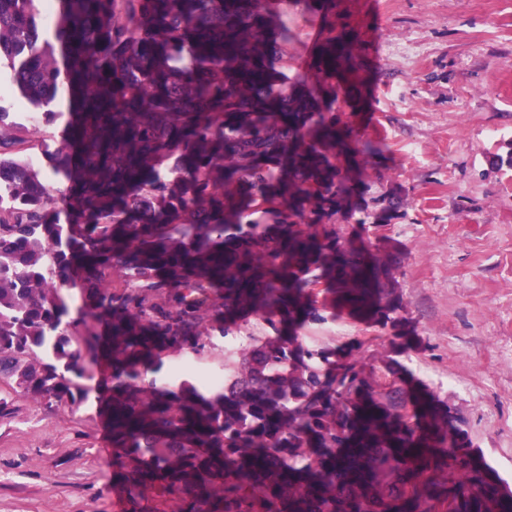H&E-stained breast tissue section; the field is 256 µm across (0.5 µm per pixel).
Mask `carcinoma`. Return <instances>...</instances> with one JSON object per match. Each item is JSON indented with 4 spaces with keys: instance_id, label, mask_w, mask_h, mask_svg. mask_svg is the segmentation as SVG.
Instances as JSON below:
<instances>
[{
    "instance_id": "cac0c4a2",
    "label": "carcinoma",
    "mask_w": 512,
    "mask_h": 512,
    "mask_svg": "<svg viewBox=\"0 0 512 512\" xmlns=\"http://www.w3.org/2000/svg\"><path fill=\"white\" fill-rule=\"evenodd\" d=\"M288 0H0V70L65 118L37 166L0 107V376L48 403L97 396L121 493L174 512H512V492L448 429L450 409L390 355L312 350L347 316L403 309L401 258L345 245L380 139L333 110L361 66L322 31L308 71L279 66ZM63 104L66 112L55 110ZM373 224L402 206L385 192ZM79 281L81 304L57 280ZM266 331L258 336L255 326ZM249 339L207 398L158 377L170 349Z\"/></svg>"
}]
</instances>
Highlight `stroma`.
<instances>
[{
	"label": "stroma",
	"instance_id": "1",
	"mask_svg": "<svg viewBox=\"0 0 512 512\" xmlns=\"http://www.w3.org/2000/svg\"><path fill=\"white\" fill-rule=\"evenodd\" d=\"M354 36L367 102L335 108L356 135L381 138L359 187L362 213L387 191L406 199L384 227L332 217L340 237L402 257L396 325L349 318L313 329L310 347L362 342L361 361L392 352L451 408L453 425L512 491V0H323L289 5L288 75L305 74L327 24ZM0 105L31 141L56 149L61 124H26L0 75ZM227 338L201 354L168 351L163 376L224 374ZM0 512H133L112 487V437L96 396L55 404L0 378Z\"/></svg>",
	"mask_w": 512,
	"mask_h": 512
}]
</instances>
